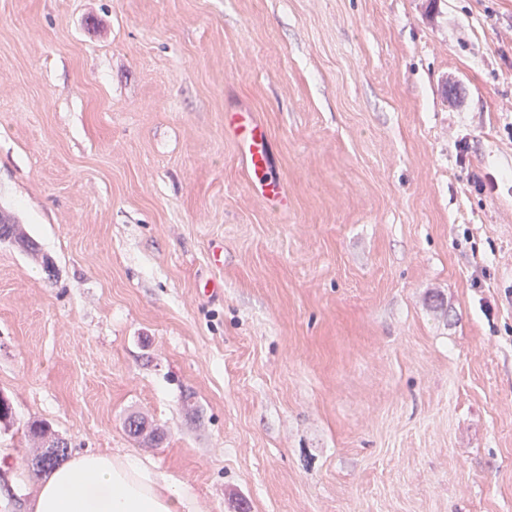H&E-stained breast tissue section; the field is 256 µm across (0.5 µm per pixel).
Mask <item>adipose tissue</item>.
Masks as SVG:
<instances>
[{
	"instance_id": "adipose-tissue-1",
	"label": "adipose tissue",
	"mask_w": 512,
	"mask_h": 512,
	"mask_svg": "<svg viewBox=\"0 0 512 512\" xmlns=\"http://www.w3.org/2000/svg\"><path fill=\"white\" fill-rule=\"evenodd\" d=\"M30 512H196L187 489L128 456L83 453L36 479Z\"/></svg>"
}]
</instances>
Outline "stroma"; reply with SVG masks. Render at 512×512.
<instances>
[{
    "label": "stroma",
    "instance_id": "1",
    "mask_svg": "<svg viewBox=\"0 0 512 512\" xmlns=\"http://www.w3.org/2000/svg\"><path fill=\"white\" fill-rule=\"evenodd\" d=\"M511 126L512 0H0V512L36 420L199 512H512ZM224 130L235 141L251 189L261 197L286 204L280 176L273 167L267 127L244 109L224 115Z\"/></svg>",
    "mask_w": 512,
    "mask_h": 512
}]
</instances>
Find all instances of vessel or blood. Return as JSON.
Returning a JSON list of instances; mask_svg holds the SVG:
<instances>
[{
	"instance_id": "b4317fda",
	"label": "vessel or blood",
	"mask_w": 512,
	"mask_h": 512,
	"mask_svg": "<svg viewBox=\"0 0 512 512\" xmlns=\"http://www.w3.org/2000/svg\"><path fill=\"white\" fill-rule=\"evenodd\" d=\"M224 129L238 147L251 189L267 200L285 203L282 183L273 167L267 127L254 112L244 109L225 113Z\"/></svg>"
}]
</instances>
